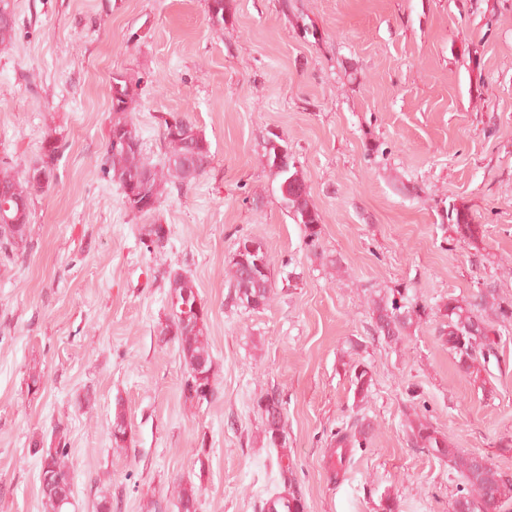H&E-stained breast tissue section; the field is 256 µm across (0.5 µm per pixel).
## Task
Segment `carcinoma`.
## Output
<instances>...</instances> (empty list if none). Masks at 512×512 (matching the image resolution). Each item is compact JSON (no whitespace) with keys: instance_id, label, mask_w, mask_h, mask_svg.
Segmentation results:
<instances>
[{"instance_id":"obj_1","label":"carcinoma","mask_w":512,"mask_h":512,"mask_svg":"<svg viewBox=\"0 0 512 512\" xmlns=\"http://www.w3.org/2000/svg\"><path fill=\"white\" fill-rule=\"evenodd\" d=\"M136 88L132 81L122 74L112 77L111 110L112 121L105 143L103 164L105 171L112 174L122 190H127L130 182H137L138 189L154 199L156 206L136 213L147 216L155 213L162 203L163 195L169 186L183 189L191 186L202 176L211 162V151L200 153L190 160L197 170V176L188 177L186 161L188 147L185 140L163 132L169 145V152L162 167L148 162L142 153V143H123L127 134L138 140L139 135L130 118L136 108ZM60 152L58 138L50 135L45 138L40 158L22 176L12 173L6 166L0 167V183L11 189V209L8 219L0 217V253L5 257L17 254L27 247L31 234V203L33 197L50 190L54 169ZM268 165L278 178V191L287 212L294 221L303 226L306 244L316 247L320 237V216L310 203L305 181L297 168L288 159L276 162L273 142L266 148ZM451 218L455 232L463 238L476 240L483 235L482 225L472 223L468 212L454 208ZM163 225H143V235L154 248L166 247L169 238L162 235ZM250 266L260 261L265 272L252 275L237 259H232L230 282L233 287L232 299L249 310L266 307L273 296L272 259L269 252H260L248 257ZM167 293L168 316L165 326L158 330L162 342H175L186 366V376L181 386L185 399L198 404L214 398L216 388L213 382V360L208 347L207 317L185 316L181 308L184 293L193 292L190 280L178 273L168 275ZM372 319L375 332L388 343L402 341L412 327L429 316L426 307L408 306L389 296L371 299ZM434 315L447 321L441 337L448 350L458 359L459 366L467 374L476 378L486 369L491 358L497 357L499 330L496 325L512 322V305L504 306L498 301L493 289L479 292L470 301H460L452 296L437 306ZM354 397L357 402L368 401L372 390L370 368L358 363L352 367ZM280 395L271 393L258 401L262 412V436L269 448L285 447L286 435L277 433L276 412L282 407ZM407 438L416 448L427 450L438 460L448 463L461 479L457 496L453 502V512H500L507 501L512 499V478L494 466L481 465L477 456L463 453L452 446L449 436L438 431L424 414L418 412L406 415ZM131 428L126 421L122 404H117L110 428L112 444L122 448L128 441ZM368 431L360 428L355 431L335 434L338 448H363L367 445ZM57 444L45 448L38 441L30 449L38 457L41 475V494L49 512H67L71 505L73 472L68 465L71 449L63 430L57 431ZM287 455L278 456V467L283 478L282 486L273 491L264 502L262 512H304V505L293 487V474L290 464L283 463ZM94 496L97 498L95 512H112V491L94 483ZM180 512H196L198 488L191 482L178 485Z\"/></svg>"}]
</instances>
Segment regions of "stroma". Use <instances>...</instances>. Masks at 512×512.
<instances>
[{"label": "stroma", "instance_id": "1", "mask_svg": "<svg viewBox=\"0 0 512 512\" xmlns=\"http://www.w3.org/2000/svg\"><path fill=\"white\" fill-rule=\"evenodd\" d=\"M11 0L15 38L0 47V163L22 174L54 135L53 189L35 198L24 254L0 258V512H47L32 441L67 430L69 512H261L280 481L258 428L260 396L285 402L286 447L304 512H452L457 477L407 441L424 408L455 447L512 476V326L480 379L463 372L429 316L400 343L378 337L372 295L403 288L430 308L495 289L512 303V0ZM138 82L133 122L145 156L168 150L162 116H188L212 154L206 173L169 188L159 211L127 206L102 157L110 81ZM279 139L321 217L316 248L279 200L266 143ZM483 225L460 238L449 215ZM167 225L166 248L141 240ZM263 240L274 296L230 299L237 243ZM208 310L216 396L181 394L185 365L157 336L167 277ZM368 365L357 404L350 364ZM39 372V386L29 376ZM131 428L114 447L116 404ZM371 424L345 470L332 435ZM205 456H198V448Z\"/></svg>", "mask_w": 512, "mask_h": 512}]
</instances>
